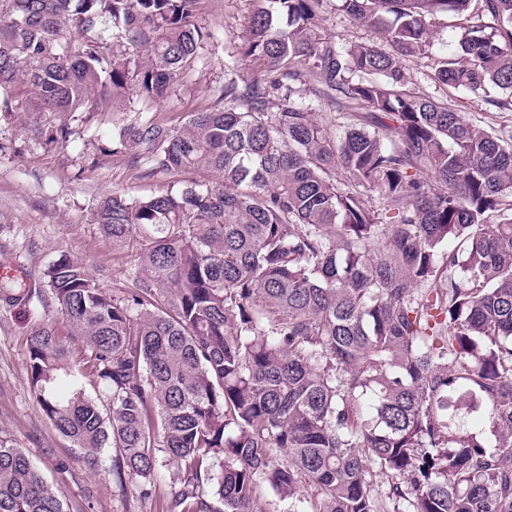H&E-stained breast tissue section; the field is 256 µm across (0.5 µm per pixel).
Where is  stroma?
<instances>
[{"instance_id": "obj_1", "label": "stroma", "mask_w": 512, "mask_h": 512, "mask_svg": "<svg viewBox=\"0 0 512 512\" xmlns=\"http://www.w3.org/2000/svg\"><path fill=\"white\" fill-rule=\"evenodd\" d=\"M255 0H202L198 21L211 29L191 70L173 84L167 97L148 104L134 98L120 111L104 109L93 120L74 117L66 144L46 145L42 129L56 124L51 113L37 115L39 132L24 130L17 120H0V257L25 266L30 278L62 256H74L99 274L106 290L127 287L130 254L114 253L112 240L93 222V212L106 195L131 198L181 186V174L149 177L110 160L93 164V144L109 136L113 126L149 115L172 121L184 112L210 106L224 83L226 49L244 28ZM325 26L339 46L369 43V31L325 0ZM433 43L427 57L405 63L412 91L448 102L466 120L499 127L512 125V110L488 104L481 96L438 84L433 73L453 37L450 19L432 21ZM50 296L33 297L26 305L0 312V436L21 448L61 493L69 512H127L112 492V453L104 451L98 470H89L70 442L58 435L35 401L25 367L33 329L59 320Z\"/></svg>"}]
</instances>
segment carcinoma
<instances>
[{
    "label": "carcinoma",
    "instance_id": "carcinoma-1",
    "mask_svg": "<svg viewBox=\"0 0 512 512\" xmlns=\"http://www.w3.org/2000/svg\"><path fill=\"white\" fill-rule=\"evenodd\" d=\"M338 2L390 49L337 46L323 0H257L211 106L94 145L220 178L99 203L93 223L136 247L131 287L67 257L37 286L0 280L6 306L58 305L67 334L28 343L33 396L89 468L113 449L112 486L140 504L165 458L166 512H256L262 483L294 512H512V127L412 92L402 67L432 17H469L434 77L512 108L493 97L512 91V0ZM200 4L0 0V117L164 99L212 37ZM0 512H67L2 438Z\"/></svg>",
    "mask_w": 512,
    "mask_h": 512
}]
</instances>
